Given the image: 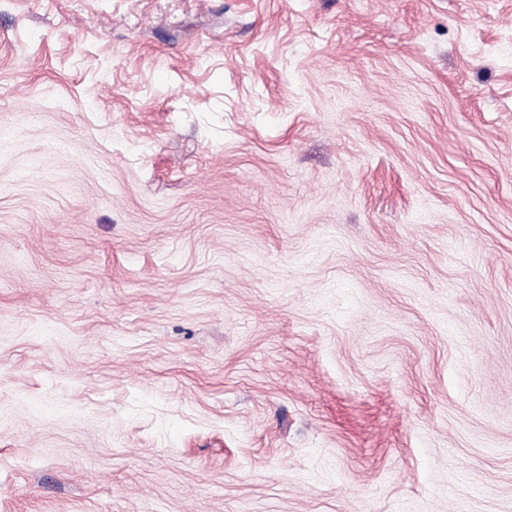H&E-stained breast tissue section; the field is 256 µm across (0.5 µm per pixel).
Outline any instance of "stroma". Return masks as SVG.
<instances>
[{
  "label": "stroma",
  "instance_id": "1",
  "mask_svg": "<svg viewBox=\"0 0 512 512\" xmlns=\"http://www.w3.org/2000/svg\"><path fill=\"white\" fill-rule=\"evenodd\" d=\"M0 512H512V0H0Z\"/></svg>",
  "mask_w": 512,
  "mask_h": 512
}]
</instances>
